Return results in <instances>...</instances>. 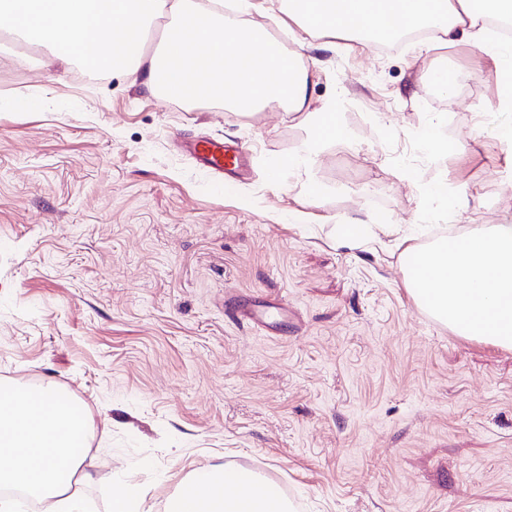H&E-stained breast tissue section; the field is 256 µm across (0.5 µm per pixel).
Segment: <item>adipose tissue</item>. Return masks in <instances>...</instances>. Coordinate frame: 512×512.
I'll list each match as a JSON object with an SVG mask.
<instances>
[{"label": "adipose tissue", "mask_w": 512, "mask_h": 512, "mask_svg": "<svg viewBox=\"0 0 512 512\" xmlns=\"http://www.w3.org/2000/svg\"><path fill=\"white\" fill-rule=\"evenodd\" d=\"M281 10L310 37L326 32L408 31L434 26L448 39L484 45L476 0H280ZM223 0H0V31L50 45L88 71H123L139 77L148 92L172 96L193 81L196 100L216 87L235 107L275 103L299 113L310 128L308 143L284 161L305 166L321 143L340 138L335 102L311 107L309 70L263 32L225 18ZM166 19L157 49L147 26ZM413 266L409 288L418 303L460 336L512 349V224L479 225L459 245L438 242L406 247ZM56 386L0 384V484L37 496L45 512H85L72 479L85 471L89 425L59 398ZM201 512H284L255 485L225 470L197 480Z\"/></svg>", "instance_id": "adipose-tissue-1"}]
</instances>
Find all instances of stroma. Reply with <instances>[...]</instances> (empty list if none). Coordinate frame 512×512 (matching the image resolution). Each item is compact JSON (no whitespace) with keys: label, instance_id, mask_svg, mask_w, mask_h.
<instances>
[{"label":"stroma","instance_id":"stroma-1","mask_svg":"<svg viewBox=\"0 0 512 512\" xmlns=\"http://www.w3.org/2000/svg\"><path fill=\"white\" fill-rule=\"evenodd\" d=\"M258 2L244 26L314 58L311 104L335 102L342 130L276 184L308 138L298 114L170 99L0 41V99L38 104L0 110V381L86 408V512H110L117 484L166 512L193 473L237 466L290 512H512V350L419 306L401 258L512 220L498 62L438 36L306 50ZM429 129L458 150L435 155ZM194 138L245 141L250 176L218 190L178 147ZM354 219L371 235L340 241Z\"/></svg>","mask_w":512,"mask_h":512}]
</instances>
